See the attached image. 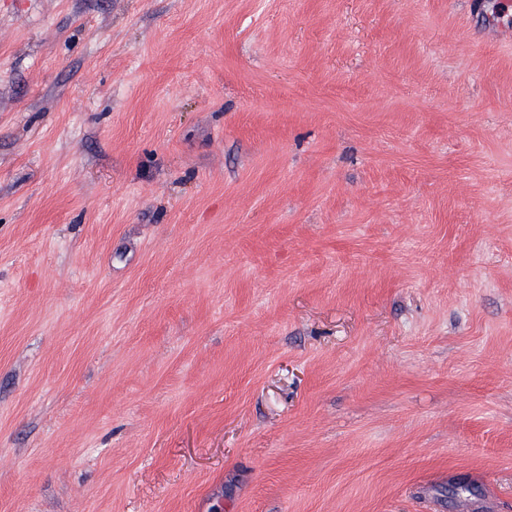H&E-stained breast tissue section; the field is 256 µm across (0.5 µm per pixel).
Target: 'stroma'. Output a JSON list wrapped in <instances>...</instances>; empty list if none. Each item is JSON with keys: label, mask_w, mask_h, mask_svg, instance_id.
I'll use <instances>...</instances> for the list:
<instances>
[{"label": "stroma", "mask_w": 512, "mask_h": 512, "mask_svg": "<svg viewBox=\"0 0 512 512\" xmlns=\"http://www.w3.org/2000/svg\"><path fill=\"white\" fill-rule=\"evenodd\" d=\"M0 512H512V0H0Z\"/></svg>", "instance_id": "1"}]
</instances>
